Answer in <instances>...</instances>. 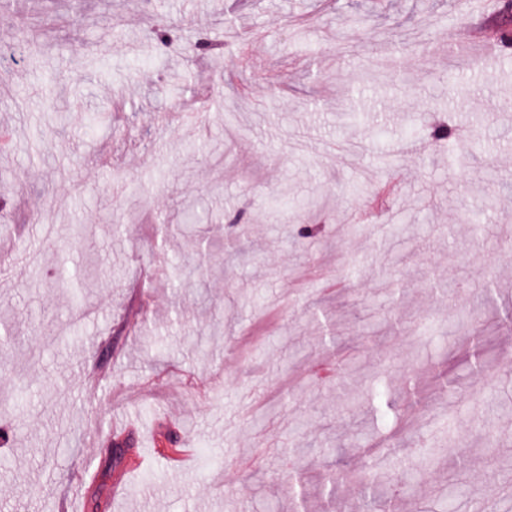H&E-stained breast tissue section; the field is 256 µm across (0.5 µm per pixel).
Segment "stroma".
Here are the masks:
<instances>
[{
  "label": "stroma",
  "instance_id": "obj_1",
  "mask_svg": "<svg viewBox=\"0 0 512 512\" xmlns=\"http://www.w3.org/2000/svg\"><path fill=\"white\" fill-rule=\"evenodd\" d=\"M481 13L506 21L497 0H0V512H61L77 482L81 512H367L343 481L322 499L347 470L393 512L460 483L502 502L512 46L467 60ZM386 396L387 386L383 382V379H374L368 394V401L371 404L373 410L370 427L367 432V437L369 438H372L377 433L380 424L386 416L384 410Z\"/></svg>",
  "mask_w": 512,
  "mask_h": 512
}]
</instances>
